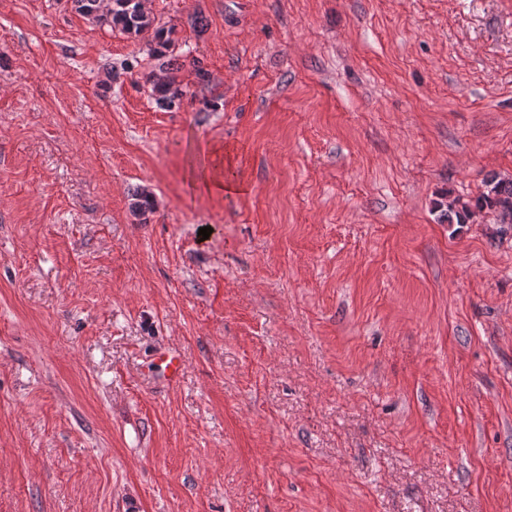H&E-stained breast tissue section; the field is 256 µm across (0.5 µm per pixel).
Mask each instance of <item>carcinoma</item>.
Returning a JSON list of instances; mask_svg holds the SVG:
<instances>
[{"label":"carcinoma","mask_w":512,"mask_h":512,"mask_svg":"<svg viewBox=\"0 0 512 512\" xmlns=\"http://www.w3.org/2000/svg\"><path fill=\"white\" fill-rule=\"evenodd\" d=\"M76 9L85 16L91 17L100 24L109 25L124 33L137 36L150 35L146 39L148 55L162 62L169 48V39L164 37L161 30H152L153 21L138 7L137 0H112V8L106 12L100 11L99 0H73ZM158 101L170 107L175 99L181 96L176 80L171 78L165 83L154 86ZM153 207V199L144 190L133 194L132 212L143 217ZM493 212L502 224H512V179L500 178L493 175L486 179L485 189L476 198L463 201L454 198L448 201L445 220L450 224H468L473 218L483 212Z\"/></svg>","instance_id":"1"}]
</instances>
